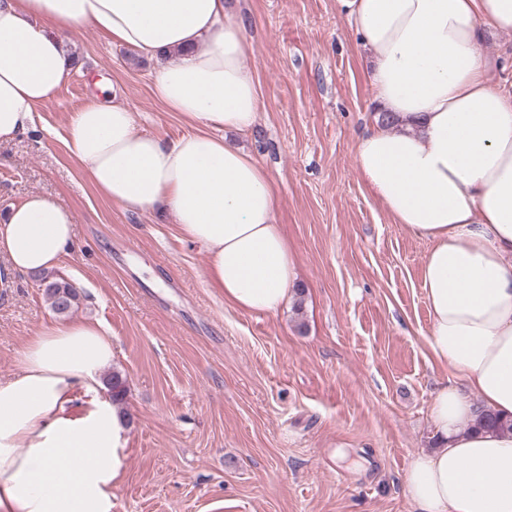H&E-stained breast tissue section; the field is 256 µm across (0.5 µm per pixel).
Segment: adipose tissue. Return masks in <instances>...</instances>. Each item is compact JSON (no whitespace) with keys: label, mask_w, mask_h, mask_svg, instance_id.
I'll return each mask as SVG.
<instances>
[{"label":"adipose tissue","mask_w":512,"mask_h":512,"mask_svg":"<svg viewBox=\"0 0 512 512\" xmlns=\"http://www.w3.org/2000/svg\"><path fill=\"white\" fill-rule=\"evenodd\" d=\"M371 54L379 111L355 161L394 223L428 241L426 337L457 376L430 404L438 437L403 481L416 512H512V432L472 429L477 408L512 416V91L492 85L481 23L512 32V0H336ZM90 25L159 57L158 98L186 116L170 141L134 129L121 103L91 99L66 141L99 192L130 211L174 213L208 254L225 303L273 314L298 283L255 157L219 137L256 121L251 43L224 0H0V145L36 132L38 109L75 71L65 28ZM74 245L72 213L33 193L0 224V259L16 273L57 269ZM112 336L97 320L55 321L0 377V512H112L124 419L103 397Z\"/></svg>","instance_id":"ef3b65f1"}]
</instances>
